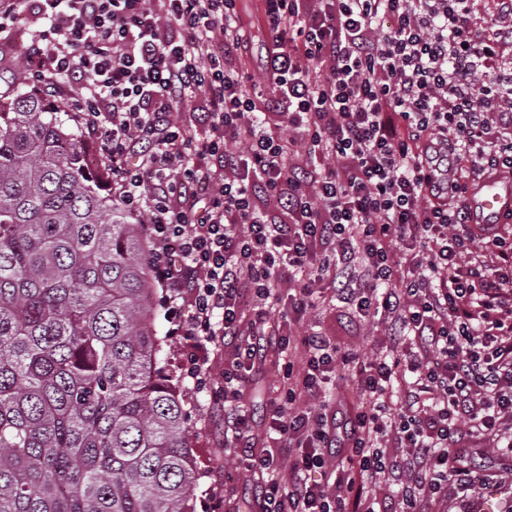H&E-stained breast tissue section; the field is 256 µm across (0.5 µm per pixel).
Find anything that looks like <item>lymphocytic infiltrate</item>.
Here are the masks:
<instances>
[{
    "mask_svg": "<svg viewBox=\"0 0 512 512\" xmlns=\"http://www.w3.org/2000/svg\"><path fill=\"white\" fill-rule=\"evenodd\" d=\"M37 2L47 28L26 70L50 92L59 76L81 83L63 105L111 162L113 199L145 219L187 341L181 378L204 389L208 345L240 341L214 397L225 446L261 479L258 512H438L482 485L485 449L512 471V230L469 224L466 205L474 176L512 172V7L263 0L255 75L226 64L250 44L237 0ZM197 100L202 134L175 116ZM299 146L322 168L292 163ZM305 272L390 318L400 347L367 360L284 335L313 304ZM298 341L302 366L270 405L269 431L292 449L278 459L256 452L240 393L270 345ZM338 369L355 378L356 408L297 409ZM337 454L347 466L332 467ZM388 470L402 491L380 504L368 488Z\"/></svg>",
    "mask_w": 512,
    "mask_h": 512,
    "instance_id": "f902f5d3",
    "label": "lymphocytic infiltrate"
}]
</instances>
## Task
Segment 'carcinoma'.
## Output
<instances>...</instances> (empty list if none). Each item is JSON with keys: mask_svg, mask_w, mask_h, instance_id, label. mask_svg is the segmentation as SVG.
Here are the masks:
<instances>
[{"mask_svg": "<svg viewBox=\"0 0 512 512\" xmlns=\"http://www.w3.org/2000/svg\"><path fill=\"white\" fill-rule=\"evenodd\" d=\"M23 81L0 109V512H193L142 220Z\"/></svg>", "mask_w": 512, "mask_h": 512, "instance_id": "cac0c4a2", "label": "carcinoma"}]
</instances>
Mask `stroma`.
<instances>
[{
  "mask_svg": "<svg viewBox=\"0 0 512 512\" xmlns=\"http://www.w3.org/2000/svg\"><path fill=\"white\" fill-rule=\"evenodd\" d=\"M17 7L26 19L27 29L22 42L0 41V96L13 83L25 44L31 43L45 26L34 0H19ZM237 7L253 41L248 53L234 59L233 64L254 72L262 62L267 43L263 2L238 0ZM315 286L321 295L300 321L291 324L294 336L302 338L317 333L326 336L331 345L368 357L388 352L394 345L388 327L375 317L359 316L349 305L339 302L328 280L316 281ZM150 304L154 311V328L163 340L160 357L167 362L170 374H178L183 362V339L170 333L162 289L153 291ZM179 385L197 472L193 487L195 512H250L251 499L260 490L259 483L224 445L223 406L212 402L208 393L195 390L191 380H180ZM286 386L283 364L270 357L255 364L244 389V400L252 402L258 394L278 398L284 394Z\"/></svg>",
  "mask_w": 512,
  "mask_h": 512,
  "instance_id": "35a3bbf8",
  "label": "stroma"
}]
</instances>
